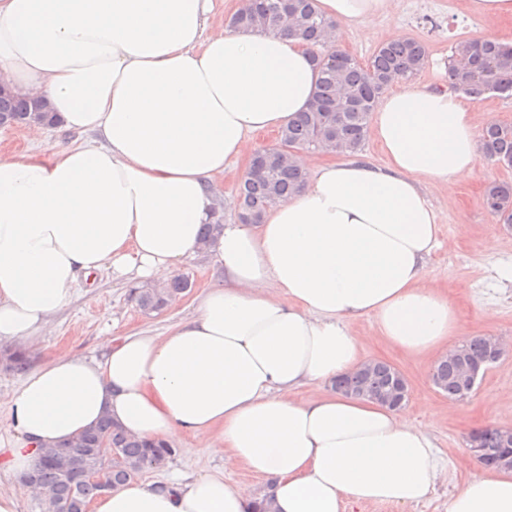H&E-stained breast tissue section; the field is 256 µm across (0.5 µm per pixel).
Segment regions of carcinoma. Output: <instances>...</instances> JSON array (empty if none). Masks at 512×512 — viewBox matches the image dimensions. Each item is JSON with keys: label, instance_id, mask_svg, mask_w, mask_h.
I'll return each instance as SVG.
<instances>
[{"label": "carcinoma", "instance_id": "cac0c4a2", "mask_svg": "<svg viewBox=\"0 0 512 512\" xmlns=\"http://www.w3.org/2000/svg\"><path fill=\"white\" fill-rule=\"evenodd\" d=\"M316 0H245L234 13L233 28H258L294 36L311 49L320 73L307 110L279 130L282 146L258 149L262 167L239 190V214L251 224H260L265 213L287 202L303 188L306 173L297 157L303 151L322 150L345 157L360 153L377 99L395 79L411 80L426 65L425 46L411 38L380 46L362 63L328 43L336 21L323 16ZM450 88L477 97L495 92L512 95V44L495 39L467 38L457 42L448 62ZM33 101L0 94V117L24 125L34 118L58 122L51 112H31ZM486 156L512 168V124L491 122L482 131ZM488 210L504 223L512 224V183L490 182L485 187ZM188 277L176 276L164 286L150 284L135 288L132 298L145 315L164 311L185 291ZM458 361L447 358L435 366L446 379L439 387L448 398L459 400ZM395 380L394 367L386 362L359 366L341 378L343 388L355 397L365 393L383 394ZM504 431L492 428L477 433L482 453L480 463L498 464L505 455ZM115 445L108 468L112 487L134 479L146 469L162 467L173 450L160 443H145L128 435L115 421L104 418L68 443L41 452L35 468L25 473V483L45 490L60 512H87L89 503L102 494L100 487L75 474L91 472L98 463L102 439Z\"/></svg>", "mask_w": 512, "mask_h": 512}]
</instances>
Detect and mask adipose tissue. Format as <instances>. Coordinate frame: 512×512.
<instances>
[{
    "label": "adipose tissue",
    "mask_w": 512,
    "mask_h": 512,
    "mask_svg": "<svg viewBox=\"0 0 512 512\" xmlns=\"http://www.w3.org/2000/svg\"><path fill=\"white\" fill-rule=\"evenodd\" d=\"M334 42L395 0H317ZM212 0H0V82L45 102L84 136L49 156L0 159V344L50 335L80 278L167 283L202 254L224 274L167 333L106 341L25 371L12 393L7 476L103 417L143 440L199 438L266 481L274 512H344L345 500L405 508L447 462L407 413L338 392L362 363L352 321L410 356L465 345L430 284L438 244L431 186L473 177L478 109L462 94L399 83L374 110L385 166L355 156L310 169L259 224L203 225L238 206L214 178L250 137L286 126L318 79L307 46L213 23ZM319 392L300 400L296 392ZM223 472L131 481L94 512H255ZM448 512H512V470L478 466Z\"/></svg>",
    "instance_id": "adipose-tissue-1"
}]
</instances>
